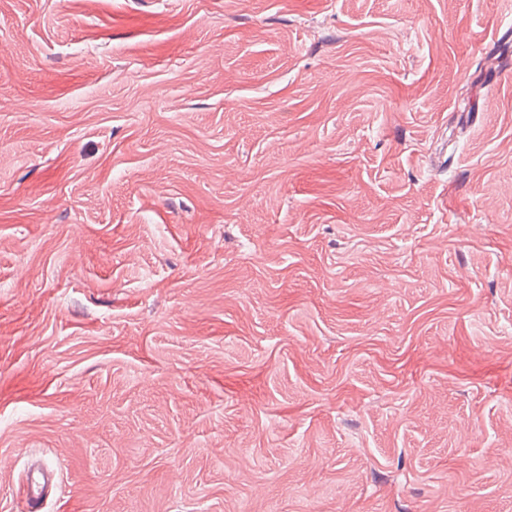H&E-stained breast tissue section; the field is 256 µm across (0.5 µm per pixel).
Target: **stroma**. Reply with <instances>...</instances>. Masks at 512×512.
<instances>
[{"mask_svg":"<svg viewBox=\"0 0 512 512\" xmlns=\"http://www.w3.org/2000/svg\"><path fill=\"white\" fill-rule=\"evenodd\" d=\"M511 31L0 0V512H512Z\"/></svg>","mask_w":512,"mask_h":512,"instance_id":"obj_1","label":"stroma"}]
</instances>
